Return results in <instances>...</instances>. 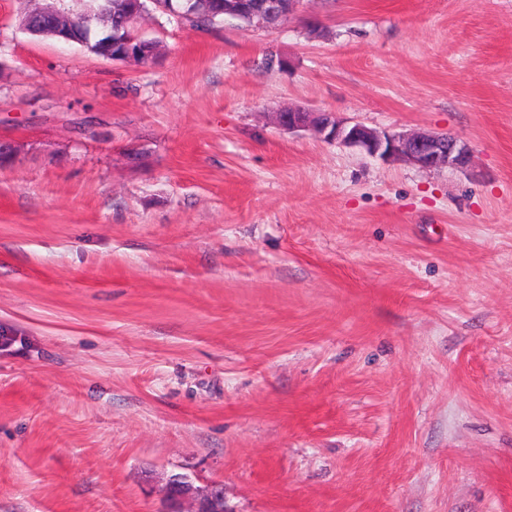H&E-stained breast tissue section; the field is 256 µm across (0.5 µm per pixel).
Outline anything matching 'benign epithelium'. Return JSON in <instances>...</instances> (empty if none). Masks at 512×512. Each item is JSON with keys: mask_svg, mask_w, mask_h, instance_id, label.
<instances>
[{"mask_svg": "<svg viewBox=\"0 0 512 512\" xmlns=\"http://www.w3.org/2000/svg\"><path fill=\"white\" fill-rule=\"evenodd\" d=\"M55 35L70 40L72 18L52 7L38 10ZM285 129L290 132L310 130L320 139L361 150L382 161L404 160L424 169L463 168L470 162V149L459 140L437 133H397L378 131L362 122L338 119L326 112L288 111ZM163 495L170 509L167 512H228L224 505V487L214 485L208 490L195 487L189 476L173 474L165 483ZM190 509L183 510L184 504Z\"/></svg>", "mask_w": 512, "mask_h": 512, "instance_id": "7a95c632", "label": "benign epithelium"}]
</instances>
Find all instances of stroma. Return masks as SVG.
I'll return each instance as SVG.
<instances>
[{"label":"stroma","mask_w":512,"mask_h":512,"mask_svg":"<svg viewBox=\"0 0 512 512\" xmlns=\"http://www.w3.org/2000/svg\"><path fill=\"white\" fill-rule=\"evenodd\" d=\"M28 7L0 0V512H162L175 473L228 512H512V0L147 17L141 66ZM34 12L41 14L40 18L50 25L58 39L70 41L69 30L73 21L70 16L56 12L53 7L38 9ZM254 12L248 15H244L243 18H232L228 15L225 16L226 19L235 20L236 22H232L231 24H235L240 27H250L255 28L254 25L258 22H262L265 27L268 29H275L282 25L288 18H281L278 14H273L267 12ZM284 113H288L284 128L289 132L311 130L320 139L358 148L382 161L404 160L428 170L463 168L470 162L468 146L447 135L378 131L326 112L296 109Z\"/></svg>","instance_id":"obj_1"}]
</instances>
